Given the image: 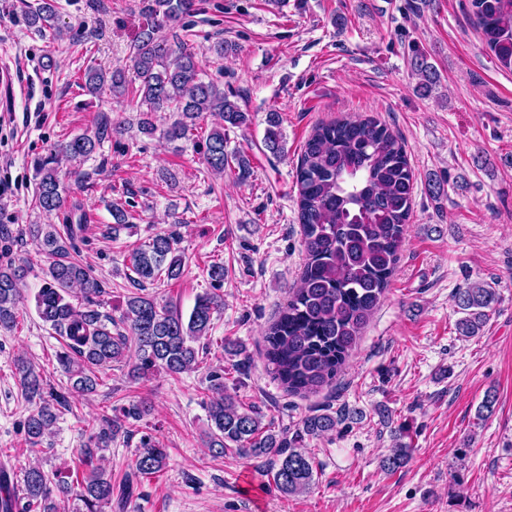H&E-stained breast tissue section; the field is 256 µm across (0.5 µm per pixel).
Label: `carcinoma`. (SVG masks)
<instances>
[{
    "instance_id": "cac0c4a2",
    "label": "carcinoma",
    "mask_w": 512,
    "mask_h": 512,
    "mask_svg": "<svg viewBox=\"0 0 512 512\" xmlns=\"http://www.w3.org/2000/svg\"><path fill=\"white\" fill-rule=\"evenodd\" d=\"M195 0H139L144 27L130 47L133 77L126 70L89 69L85 88L96 94L103 88L127 96L140 108L139 127L160 131L170 143L188 140L205 114H216L220 124L203 138L207 170L222 174L230 164L238 177L250 174L244 153H228L226 131L248 124L249 113L224 94L212 80L204 79L195 53L180 41L169 43L164 32L195 11ZM470 18L489 53L512 71V0H468ZM26 22L39 33L62 36L54 0H37L28 7ZM410 67L419 79L418 89L428 94L438 82L427 54L411 47ZM170 112L173 120L156 125L157 114ZM105 122L92 132L72 137L34 161L37 181L35 207L50 215L63 203L59 178L62 162H81L110 136ZM266 149L284 155L283 134L277 112L267 118ZM298 219L302 224L307 259L287 304L265 334L266 357L277 380L296 394L330 386L354 348L363 329L379 307L397 265L414 206V175L402 140L372 117L339 119L317 125L305 141L296 169ZM133 215L112 205V226L107 233L117 238L133 227ZM67 238L53 224H29L27 233L48 259L43 285L35 295L39 319L62 338L55 357L67 376L70 392L87 395L100 385L99 374L112 364L134 358L131 374L144 376L163 370L170 375L198 368L200 354L208 351L205 339L213 316L224 307V296L204 292L197 297L188 317L170 303L159 304L149 294L127 297L120 318L101 314L97 298L103 293L91 266L71 257L74 240L84 231L87 214L76 204L65 217ZM179 237L159 233L132 250L130 270L139 286L161 277L177 280L183 274ZM29 268L0 252V332L17 326L21 286ZM462 314L457 333L478 335L487 310L500 301L496 289L473 283L456 294ZM22 394L36 406L23 424L24 442H43L58 414L68 407L64 394L46 387L36 367L21 358L16 362ZM211 396L205 402L210 427L208 447L217 455L233 450L241 456L274 457L270 471L275 486L285 495L300 494L314 481V461L300 447L302 437H325L336 431L333 412L309 416L292 439L263 424L261 412L239 402L224 387V374L208 375ZM152 410L143 398L128 408L99 417L83 448L79 449L75 478L51 480L40 468L30 466L17 474L0 464V512H58L60 505L78 501L73 512H104L112 507V478L101 462L104 451L119 437L129 434V420L138 421ZM409 448L391 450L382 467L394 471L406 464ZM167 452L148 435L140 439L135 460V479L148 478L166 467Z\"/></svg>"
}]
</instances>
